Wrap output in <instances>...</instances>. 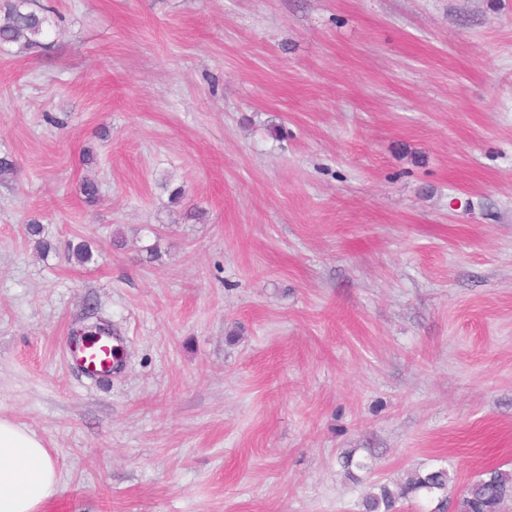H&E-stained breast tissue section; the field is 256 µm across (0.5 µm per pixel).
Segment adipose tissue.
Listing matches in <instances>:
<instances>
[{
  "mask_svg": "<svg viewBox=\"0 0 512 512\" xmlns=\"http://www.w3.org/2000/svg\"><path fill=\"white\" fill-rule=\"evenodd\" d=\"M58 487L57 469L43 442L0 417V512H43Z\"/></svg>",
  "mask_w": 512,
  "mask_h": 512,
  "instance_id": "obj_1",
  "label": "adipose tissue"
}]
</instances>
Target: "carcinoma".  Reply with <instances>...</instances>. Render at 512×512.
Wrapping results in <instances>:
<instances>
[{
    "label": "carcinoma",
    "instance_id": "1",
    "mask_svg": "<svg viewBox=\"0 0 512 512\" xmlns=\"http://www.w3.org/2000/svg\"><path fill=\"white\" fill-rule=\"evenodd\" d=\"M46 24L45 16L28 8V0H3L0 4V47L39 46L47 32ZM26 232L38 249L45 253L52 250L39 221L30 220ZM68 260L85 266L93 262V252L83 242L71 244ZM411 494L438 499L434 512H446L448 471L441 468L419 474L403 485L376 483L365 492L360 506L362 512H399L402 501ZM509 499H512V472L490 468L460 493L455 501V512H499L501 505Z\"/></svg>",
    "mask_w": 512,
    "mask_h": 512
}]
</instances>
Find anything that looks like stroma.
Listing matches in <instances>:
<instances>
[{"instance_id":"stroma-1","label":"stroma","mask_w":512,"mask_h":512,"mask_svg":"<svg viewBox=\"0 0 512 512\" xmlns=\"http://www.w3.org/2000/svg\"><path fill=\"white\" fill-rule=\"evenodd\" d=\"M33 6L43 46L0 51V416L56 463L47 512L512 470V0ZM87 316L110 378L68 360Z\"/></svg>"}]
</instances>
